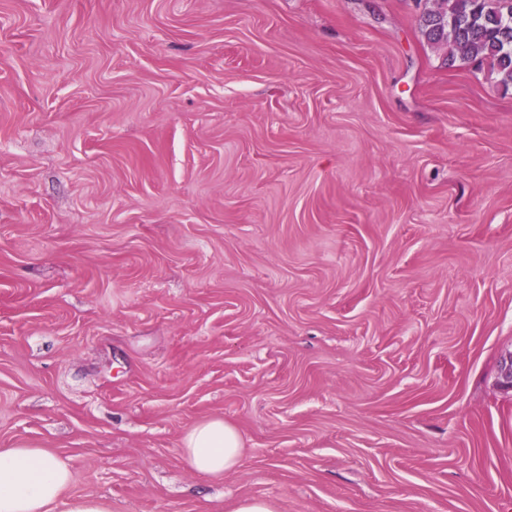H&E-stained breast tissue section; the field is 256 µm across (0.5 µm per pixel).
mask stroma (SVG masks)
<instances>
[{"label": "stroma", "mask_w": 512, "mask_h": 512, "mask_svg": "<svg viewBox=\"0 0 512 512\" xmlns=\"http://www.w3.org/2000/svg\"><path fill=\"white\" fill-rule=\"evenodd\" d=\"M418 14L0 0V448L112 512H512V87ZM242 451L239 432L221 417L200 422L183 439V459L187 466L211 479H222L224 473L237 467Z\"/></svg>", "instance_id": "35a3bbf8"}]
</instances>
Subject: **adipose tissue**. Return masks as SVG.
I'll use <instances>...</instances> for the list:
<instances>
[{"mask_svg": "<svg viewBox=\"0 0 512 512\" xmlns=\"http://www.w3.org/2000/svg\"><path fill=\"white\" fill-rule=\"evenodd\" d=\"M243 443L237 429L213 417L197 424L183 439V459L195 473L212 478L237 467ZM68 466L37 446L0 448V512H112L100 499L67 498Z\"/></svg>", "mask_w": 512, "mask_h": 512, "instance_id": "obj_1", "label": "adipose tissue"}]
</instances>
